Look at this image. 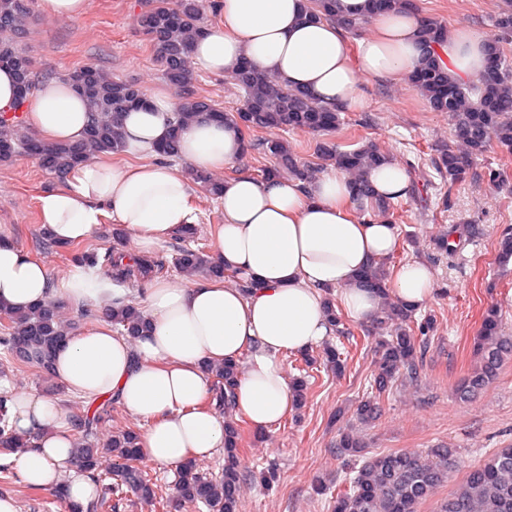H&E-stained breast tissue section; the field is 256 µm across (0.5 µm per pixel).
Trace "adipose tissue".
I'll return each mask as SVG.
<instances>
[{
	"label": "adipose tissue",
	"instance_id": "ef3b65f1",
	"mask_svg": "<svg viewBox=\"0 0 512 512\" xmlns=\"http://www.w3.org/2000/svg\"><path fill=\"white\" fill-rule=\"evenodd\" d=\"M220 23L207 26L193 58L201 69L222 75L242 60L277 74L288 86L303 87L329 107H361L360 84L368 77L405 76L423 57L421 17L410 6L371 14L369 0H337L339 15L371 21L373 31L358 43V62L348 61L341 27L301 16L302 0H217ZM488 39L467 28L453 29L438 53L449 74L464 82L478 78L488 62ZM175 103L167 93H148L144 104L124 118V146L132 154L153 151L170 130ZM90 120L84 100L70 81L43 82L25 115L26 125L46 143L82 138ZM237 127L202 120L180 137V157L193 168L223 169L243 153ZM189 181L176 167L151 163L133 168L81 164L70 186L39 199L42 224L60 240H82L93 233L103 213H111L133 236L139 254L195 223ZM353 200L344 173L326 167L312 183L243 175L224 184L219 203L224 222L215 258L225 269L252 280L251 294L208 281L181 280L149 285L144 294L151 330L137 346L115 335L111 326L71 337L56 354V372L66 387L90 399L114 397L130 415L151 419L140 438L144 459L159 465L201 460L224 445L225 422L195 406L204 397L208 361H240L254 356L239 375L232 401L259 429L280 422L293 397L273 356L304 353L332 331L323 293L335 290L353 319L370 322L379 297L360 281L366 266L389 257L398 241L395 225L358 221L346 206ZM114 291L95 270L75 268L53 287L48 268L11 239L0 236V306L25 308L59 297L99 310ZM395 300L420 307L434 291L430 266L420 260L403 266L392 288ZM18 434L34 436L32 448L14 462L29 484L57 488L69 474L71 501L87 506L95 495L89 473L77 468L64 412L52 399L21 394L11 406Z\"/></svg>",
	"mask_w": 512,
	"mask_h": 512
}]
</instances>
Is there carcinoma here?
Masks as SVG:
<instances>
[{"label": "carcinoma", "mask_w": 512, "mask_h": 512, "mask_svg": "<svg viewBox=\"0 0 512 512\" xmlns=\"http://www.w3.org/2000/svg\"><path fill=\"white\" fill-rule=\"evenodd\" d=\"M31 0H0V68L13 70L18 89L17 107H22L33 95L38 75L29 55L18 46L21 34L31 20ZM203 0H154L152 7L141 14L140 26L150 38L153 51L161 63L166 79L179 94L173 123L166 140L157 153L164 159L179 157L180 131L207 116L218 122H233L239 127L301 130L317 133L324 139L317 146L320 158L333 161L347 176L353 196L360 204L370 203L373 216L390 214L392 202L379 198L366 179L368 171L387 154L376 143L365 141L358 147L340 151L328 135L342 125V109L323 106L309 91L291 88L276 75L257 70L243 63L231 75L242 105L234 112L214 107L205 96L188 88L189 60L196 40L203 32ZM305 14L311 19L334 21L342 28L354 31L359 22L342 20L336 14V0H307ZM494 33L490 36L489 65L475 82H460L448 74L437 59V46L448 38V27L441 21L425 17L422 30L426 56L408 83L437 112H445L454 122L456 145L442 152L436 170L453 183L465 176L471 160L482 154L492 142L512 149V60L503 54L502 45L512 43V0L502 5L492 19ZM84 99L91 115L85 137L72 144L50 145L33 134L23 132L18 125L0 116V162L25 153L36 158L42 168L58 178H65L78 164L103 153H115L124 148V114L141 104L144 92L136 84L117 79L96 64H87L68 76ZM259 146L273 156L277 164L262 171V178L289 175L310 183L319 174V167L301 165L292 154L288 142L265 139ZM192 180L216 197L223 182L208 172L188 169ZM49 248L73 251L72 262L96 266L100 261L117 270L121 279L132 280L141 275L163 272L161 261L143 258L124 259L107 249L101 255L96 250L80 251L70 242H60L51 235L45 237ZM175 267L186 277L201 273L224 277V268L213 263L200 249L185 247L176 257ZM363 282L377 290L381 299L379 321L392 327L389 336L376 341L378 374L376 389L383 393L389 384L401 379L413 384L419 380L421 346L416 336L426 340L433 329L430 318L409 325L413 310L394 301L387 288L388 272L384 263L375 261L363 271ZM81 316L91 320L101 318L117 326L122 335L137 339L148 331L144 312L132 302L121 300L105 307L100 313L86 310ZM76 321L64 317L60 304L39 301L25 309L0 308V350L17 367L36 370L44 381L56 378L57 350L73 335ZM482 365L461 383L458 393L468 400L492 383L504 357L512 353V336L501 335L495 315L484 320ZM213 378L214 400L217 405L229 404L232 389L239 375V365L212 362L206 365ZM11 392L0 391V454L9 457L31 447V439L16 433L10 416ZM112 417V400H104L87 409L86 414L72 421L73 451L77 463L91 474L99 487L89 512H118L125 490L134 491L147 503L162 509L172 501L157 497L154 484L143 474V457L137 450L139 434L127 429L99 445L96 426ZM224 451L233 463L224 467L220 479H208L195 472V463L188 460L179 465L174 499L201 504L208 512H238L242 475L237 460L239 432L229 423ZM340 451L359 458L352 476L346 478L349 489L336 495L334 512H418V505L448 482V475L458 467L455 448L441 446L426 452H389L361 455L359 442L350 433L343 436ZM110 457L112 468H101V459ZM438 512H512V446L496 448L484 460L470 468L463 480L445 498Z\"/></svg>", "instance_id": "1"}]
</instances>
